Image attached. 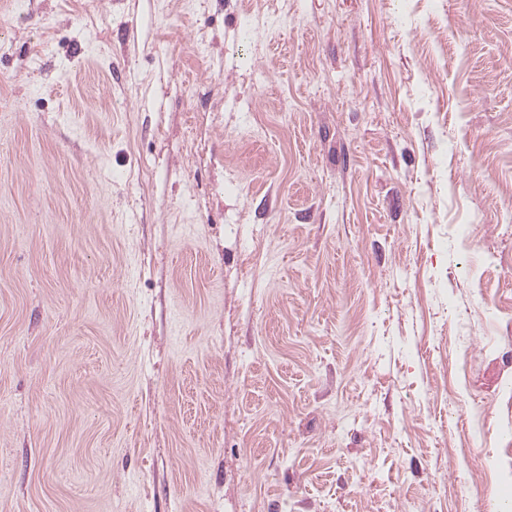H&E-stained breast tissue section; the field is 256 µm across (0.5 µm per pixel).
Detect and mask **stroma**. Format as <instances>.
I'll use <instances>...</instances> for the list:
<instances>
[{"label": "stroma", "instance_id": "1", "mask_svg": "<svg viewBox=\"0 0 512 512\" xmlns=\"http://www.w3.org/2000/svg\"><path fill=\"white\" fill-rule=\"evenodd\" d=\"M512 0H0V512H512Z\"/></svg>", "mask_w": 512, "mask_h": 512}]
</instances>
